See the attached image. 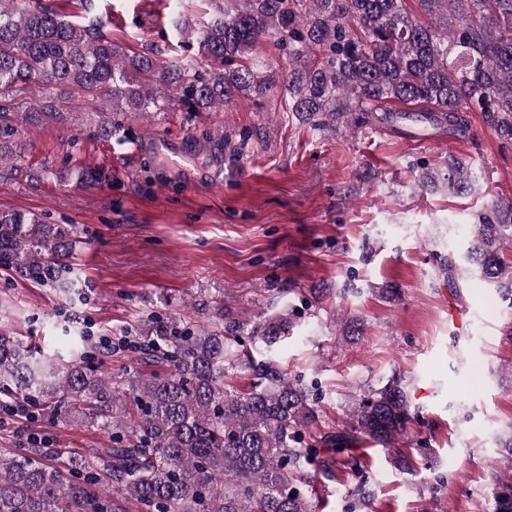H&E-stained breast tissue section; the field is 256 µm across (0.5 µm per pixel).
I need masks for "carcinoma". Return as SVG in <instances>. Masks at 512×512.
Returning <instances> with one entry per match:
<instances>
[{
    "mask_svg": "<svg viewBox=\"0 0 512 512\" xmlns=\"http://www.w3.org/2000/svg\"><path fill=\"white\" fill-rule=\"evenodd\" d=\"M81 20H65L50 0H0V168L13 166L23 125L57 114L54 102L20 111L41 84L88 95L104 93L110 110L97 134L136 141L128 116L176 109L193 119L238 97H263L272 81L253 58L272 39L288 53L286 108L313 127L358 113L365 125L393 120L390 105L448 133L465 112L484 113L512 142V0H419L428 20L410 16L404 0H224L218 15L193 25L173 0L171 24L193 56L166 61L155 42L126 50L112 43L80 0ZM88 184L109 180L85 163ZM470 163L448 158V190L475 189ZM73 230L39 217L0 211V261L53 288H70ZM512 200H493L476 215L461 262L495 288L509 312L512 337ZM438 275L458 288L457 262L439 260ZM292 317H272L251 330L204 327L150 314L108 345L84 333L66 353H44L0 329V407L32 405L53 421L79 416L110 434L112 447L57 457L37 443L0 456V512H315L311 480L348 467L357 478L350 512L366 507L363 457L352 446H382L397 471H411L394 447L419 420L399 374L355 399L341 430L312 434L324 398L316 380L290 376L276 351ZM122 350L129 370L112 377L103 358ZM249 373L243 388L228 383ZM507 476L494 487L492 512H512V430L500 438Z\"/></svg>",
    "mask_w": 512,
    "mask_h": 512,
    "instance_id": "obj_1",
    "label": "carcinoma"
}]
</instances>
